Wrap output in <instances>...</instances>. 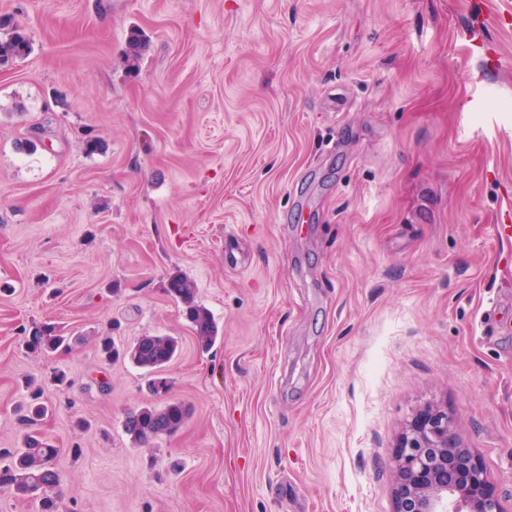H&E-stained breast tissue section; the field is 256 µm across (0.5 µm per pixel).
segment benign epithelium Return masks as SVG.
Wrapping results in <instances>:
<instances>
[{
    "label": "benign epithelium",
    "mask_w": 512,
    "mask_h": 512,
    "mask_svg": "<svg viewBox=\"0 0 512 512\" xmlns=\"http://www.w3.org/2000/svg\"><path fill=\"white\" fill-rule=\"evenodd\" d=\"M396 512H501L473 455L455 443L448 413L425 408L394 455Z\"/></svg>",
    "instance_id": "7a95c632"
}]
</instances>
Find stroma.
Returning <instances> with one entry per match:
<instances>
[{"label":"stroma","instance_id":"obj_1","mask_svg":"<svg viewBox=\"0 0 512 512\" xmlns=\"http://www.w3.org/2000/svg\"><path fill=\"white\" fill-rule=\"evenodd\" d=\"M510 6L0 0L31 47L0 68V448L48 379L61 512H395L427 406L512 512ZM34 322L72 349L29 352ZM144 334L191 408L149 448L124 421L160 396L97 348ZM167 292L184 306V312L193 332V338L201 351L210 350L219 339V327L210 310L195 299L193 283L184 276L170 278Z\"/></svg>","mask_w":512,"mask_h":512}]
</instances>
